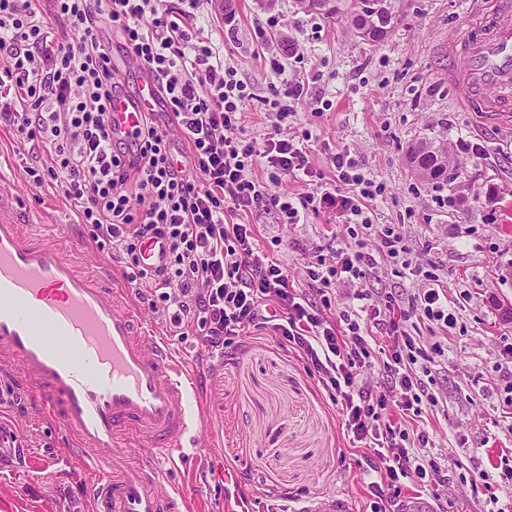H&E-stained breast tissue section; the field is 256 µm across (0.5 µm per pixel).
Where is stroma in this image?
Masks as SVG:
<instances>
[{
    "instance_id": "stroma-1",
    "label": "stroma",
    "mask_w": 512,
    "mask_h": 512,
    "mask_svg": "<svg viewBox=\"0 0 512 512\" xmlns=\"http://www.w3.org/2000/svg\"><path fill=\"white\" fill-rule=\"evenodd\" d=\"M398 21L382 43L371 46L342 24L299 9L296 0H209L195 22L251 88L247 127L259 138L269 125L265 98L272 76L266 56L298 54L294 68L307 77L306 95L293 101L299 123L314 132L310 161L330 181L331 153L350 148L362 172L383 184L371 218L399 225L412 260L423 274L388 267L363 281L367 292L408 294L434 273L457 324L449 331L415 322L412 335L424 347L440 346L431 364V391L439 403L428 430L448 461V484L433 500L435 512H489L492 489L502 481L495 465L512 448V321L499 304L512 305V126L482 124L458 100L450 78L451 43L467 34L484 9L482 0H397ZM481 146L458 148V139ZM421 140L448 141L450 181H426L407 161ZM35 152L12 127L0 124V184L14 190L24 209L46 223L74 225L86 242L78 259L93 273L107 259L91 240L90 225L77 221L55 184H37L26 172ZM448 195L462 202L442 207ZM257 244L285 265L295 286L316 256L331 257L351 245L342 218L310 212L305 223L281 224L256 212L246 218ZM188 357L203 356L200 406L206 437L173 467L174 482L194 484L199 463L235 468L258 512H279L285 500H314L345 492L352 512H364L371 490L363 480L360 451L352 450L326 393L294 354L263 331L247 332L241 347L209 353L196 333L173 337ZM11 395L0 396V426L27 439L17 461L0 464V512H96L87 493L90 472L65 454L64 436L43 410L19 417ZM488 479H480V471Z\"/></svg>"
}]
</instances>
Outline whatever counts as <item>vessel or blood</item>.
Listing matches in <instances>:
<instances>
[{"instance_id":"obj_1","label":"vessel or blood","mask_w":512,"mask_h":512,"mask_svg":"<svg viewBox=\"0 0 512 512\" xmlns=\"http://www.w3.org/2000/svg\"><path fill=\"white\" fill-rule=\"evenodd\" d=\"M494 22L451 46L454 76L470 110L512 125V0H493ZM158 89L144 79L134 100L112 102V123L133 133ZM0 190V364L13 367L35 402L77 447L98 479L88 492L103 512H186L187 490L170 484L162 459L182 453L202 423L192 408L201 366L152 328H137L130 287L110 270L80 273L82 239L42 224ZM224 512H256L238 474L225 469ZM297 512H352L346 495L304 502Z\"/></svg>"}]
</instances>
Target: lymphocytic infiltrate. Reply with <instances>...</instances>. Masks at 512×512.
Instances as JSON below:
<instances>
[{
  "instance_id": "1",
  "label": "lymphocytic infiltrate",
  "mask_w": 512,
  "mask_h": 512,
  "mask_svg": "<svg viewBox=\"0 0 512 512\" xmlns=\"http://www.w3.org/2000/svg\"><path fill=\"white\" fill-rule=\"evenodd\" d=\"M182 2L175 11L164 0H0V121L41 146L44 155L29 175L61 187L93 241L113 250L138 297L172 328L196 327L201 346L214 352L238 346L250 328L293 351L347 433L373 451L363 473L375 498L371 512H391L406 481L448 482L423 424L438 400L416 364L431 357L407 324L419 317L445 330L456 316L432 284L405 299L360 289L383 263L405 260L409 247L391 225L373 224L370 204L384 188L360 171L349 150L330 159L341 185L336 192L288 199L254 176L261 163L279 176L313 177L311 131L287 132L297 121L289 102L302 96L304 84L285 77L284 63L271 56L281 78L266 101L272 122L263 142L248 137L253 94L191 23L206 0ZM57 20L65 34H56ZM72 31L79 40L69 39ZM112 32L150 74L169 117L162 124L156 112L144 113L130 139L110 132L112 96L122 90L112 76ZM175 138L186 144V159L173 153ZM199 171L204 181L196 180ZM321 208L345 216L356 244L338 249L333 260L308 263L302 288L258 249L253 225L224 218L263 210L297 224ZM148 239L168 249L154 269L141 263ZM342 284L354 291L341 304L335 289ZM381 342L386 383L375 392L362 371Z\"/></svg>"
}]
</instances>
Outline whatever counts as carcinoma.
<instances>
[{"instance_id": "1", "label": "carcinoma", "mask_w": 512, "mask_h": 512, "mask_svg": "<svg viewBox=\"0 0 512 512\" xmlns=\"http://www.w3.org/2000/svg\"><path fill=\"white\" fill-rule=\"evenodd\" d=\"M391 0H330L331 9L310 6L308 11L342 23L354 35L376 44L387 38L397 21ZM419 159L418 173L429 180H448V143L420 141L409 150V159Z\"/></svg>"}]
</instances>
